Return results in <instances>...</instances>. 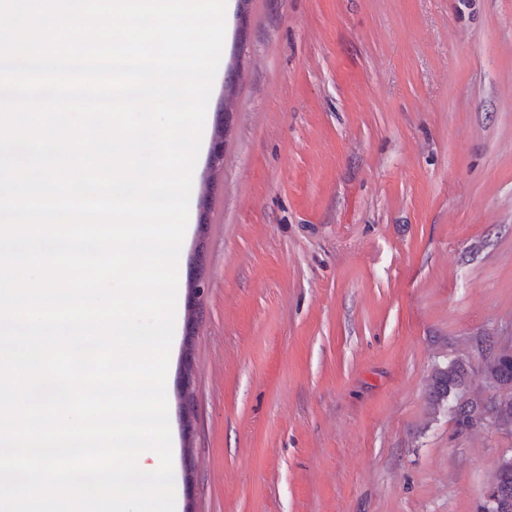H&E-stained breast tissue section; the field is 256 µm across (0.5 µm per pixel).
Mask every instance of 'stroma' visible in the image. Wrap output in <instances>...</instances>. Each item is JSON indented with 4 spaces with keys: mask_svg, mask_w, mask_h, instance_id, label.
<instances>
[{
    "mask_svg": "<svg viewBox=\"0 0 512 512\" xmlns=\"http://www.w3.org/2000/svg\"><path fill=\"white\" fill-rule=\"evenodd\" d=\"M166 377L180 512H477L512 432L432 409L512 345V0H246ZM193 373L184 435L183 358ZM199 280V278L195 277L189 287L186 305V323L190 330H194L203 319L204 287Z\"/></svg>",
    "mask_w": 512,
    "mask_h": 512,
    "instance_id": "obj_1",
    "label": "stroma"
}]
</instances>
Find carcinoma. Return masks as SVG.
Masks as SVG:
<instances>
[{"instance_id": "obj_1", "label": "carcinoma", "mask_w": 512, "mask_h": 512, "mask_svg": "<svg viewBox=\"0 0 512 512\" xmlns=\"http://www.w3.org/2000/svg\"><path fill=\"white\" fill-rule=\"evenodd\" d=\"M479 374L489 389H499L512 385V347L489 346L479 368ZM469 378L465 365L452 362L439 369L430 384L431 404L448 406L460 430L473 428L484 413L493 411L495 421L502 426H512V394H501L483 404L474 401L462 392ZM495 499L494 512H512V456L498 462L494 478L488 486Z\"/></svg>"}]
</instances>
